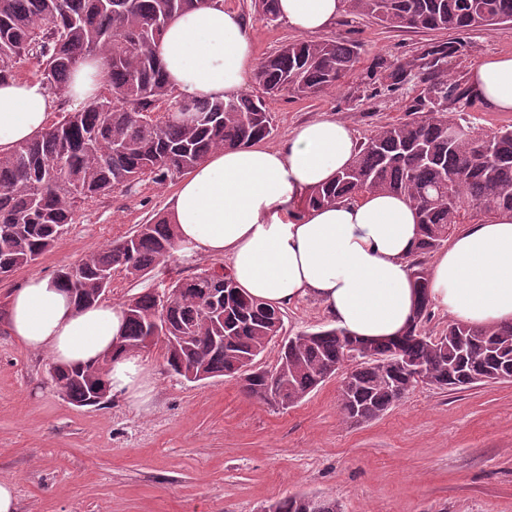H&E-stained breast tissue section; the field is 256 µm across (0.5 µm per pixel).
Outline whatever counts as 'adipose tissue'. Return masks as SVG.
<instances>
[{
    "label": "adipose tissue",
    "mask_w": 512,
    "mask_h": 512,
    "mask_svg": "<svg viewBox=\"0 0 512 512\" xmlns=\"http://www.w3.org/2000/svg\"><path fill=\"white\" fill-rule=\"evenodd\" d=\"M346 0H279L281 20L304 35L327 30ZM166 78L181 95L233 97L257 72L241 16L224 7L187 12L158 45ZM106 78L101 59L80 61L65 96L79 104ZM476 97L512 112V55L480 59L471 70ZM55 101L40 79L0 81V152L46 128ZM355 152V135L332 116L314 119L277 147L257 143L209 154L182 180L171 218L179 251L227 259L249 297L283 306L311 297L335 324L360 339H384L408 324L416 295L408 259L418 244L417 216L401 196L368 194L334 206L296 210L304 192L329 182ZM433 302L455 319L492 327L512 321V211L458 235L431 267ZM12 334L54 363L85 365L122 344L121 306L76 308L54 277L35 274L12 292ZM107 380L132 400L149 386L133 353L116 354Z\"/></svg>",
    "instance_id": "obj_1"
}]
</instances>
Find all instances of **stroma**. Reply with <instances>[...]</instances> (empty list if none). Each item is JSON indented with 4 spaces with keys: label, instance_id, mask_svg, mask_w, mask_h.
Wrapping results in <instances>:
<instances>
[{
    "label": "stroma",
    "instance_id": "stroma-1",
    "mask_svg": "<svg viewBox=\"0 0 512 512\" xmlns=\"http://www.w3.org/2000/svg\"><path fill=\"white\" fill-rule=\"evenodd\" d=\"M223 2L243 17L257 59L298 38L285 22L260 19L252 0ZM347 34L364 44L353 75L332 94L268 98L267 145L324 115L347 123L360 142L405 117L431 46L449 45L445 66L464 90L477 60L512 54L508 24L410 32L348 12L321 37ZM402 63L408 77L389 88V73ZM181 180L144 181L99 199L34 264L0 276V479L13 483L17 512H262L289 494L335 499L342 512H512V381L457 391L419 383L376 419L355 424L342 416L340 393L357 359L282 409L247 395L236 380H183L156 344L138 352L150 376L144 403L116 396L104 407H77L62 396L50 356L11 335L9 296L31 275H54L155 215H170ZM223 265L196 254L172 257L166 270L138 280L117 273L108 300L119 304L176 275ZM282 313L281 335L257 357L258 368L276 365L283 338L329 322L311 298Z\"/></svg>",
    "mask_w": 512,
    "mask_h": 512
}]
</instances>
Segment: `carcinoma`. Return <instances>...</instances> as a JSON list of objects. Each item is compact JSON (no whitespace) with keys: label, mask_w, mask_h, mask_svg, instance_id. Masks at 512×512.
<instances>
[{"label":"carcinoma","mask_w":512,"mask_h":512,"mask_svg":"<svg viewBox=\"0 0 512 512\" xmlns=\"http://www.w3.org/2000/svg\"><path fill=\"white\" fill-rule=\"evenodd\" d=\"M220 0H0V79L20 78L30 61L57 96L56 120L40 134L0 154V275L35 261L74 223L86 203L128 191L147 175L161 185L193 169L217 149L246 147L273 130L265 101L240 95L227 100L182 96L166 81L156 53L167 25L180 14ZM278 0H254L260 17L278 19ZM348 9L385 28L457 32L512 23V0H348ZM361 47L345 38L295 40L263 60L256 78L270 96L318 97L352 74ZM433 61L415 117L380 126L357 147L351 163L312 189L305 208L352 201L366 193L407 198L418 214L417 250L409 263L416 304L403 337L362 340L336 326H320L288 340L277 379L255 359L281 334L280 308L240 292L232 272L210 269L169 282L123 303L125 348L140 347L155 328L165 342L168 370L189 380L239 379L259 400L283 408L304 399L348 358L361 359L341 386L347 421H370L395 401L394 388L409 376L442 390L475 384L472 374L501 372L512 380V322L477 327L462 321L439 336L424 329L430 277L420 257L448 240L457 224L512 210V126L485 131L470 119L469 103L443 68L448 47L429 52ZM100 56L110 96H96L69 118L64 91L79 60ZM458 108L448 111L446 102ZM188 112L190 120L166 114ZM174 224L157 216L106 251H94L57 273L74 304L100 300L101 279L116 271L133 280L167 263L175 249ZM108 361L53 365L52 378L69 403L112 402L100 389ZM268 512H307L300 495L266 506Z\"/></svg>","instance_id":"cac0c4a2"}]
</instances>
